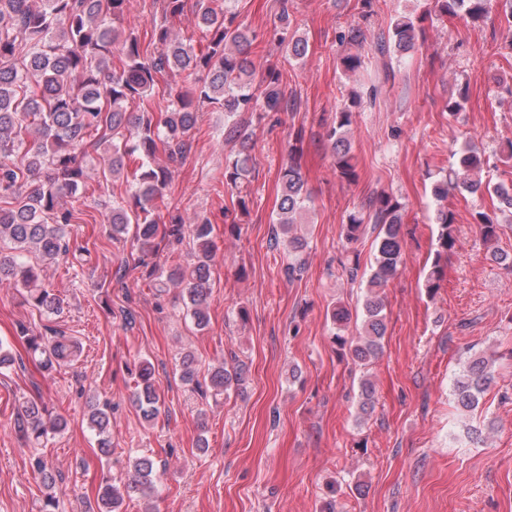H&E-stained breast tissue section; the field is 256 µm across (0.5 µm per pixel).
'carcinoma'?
<instances>
[{
    "instance_id": "cac0c4a2",
    "label": "carcinoma",
    "mask_w": 512,
    "mask_h": 512,
    "mask_svg": "<svg viewBox=\"0 0 512 512\" xmlns=\"http://www.w3.org/2000/svg\"><path fill=\"white\" fill-rule=\"evenodd\" d=\"M127 0H0V283L10 281L23 291L25 301L48 314L58 311L59 301L45 287L42 269L23 261L26 254L38 255L42 264H54L69 254L65 239L66 226L72 223V212L63 206L64 199L77 195L87 177L89 138L96 140L94 149L102 151L103 172L115 174L125 159H139L134 170L132 194L125 204L114 203L106 215L112 237L132 233L133 243L144 255L154 253L160 242H181L189 237L193 243V259L155 278L154 287L165 290L182 288L187 312L197 326L207 325V299L210 293V266L215 256L212 227L207 219L186 226L177 219L160 222L155 201L163 198L169 184L168 166L155 162L158 144L168 150V161L174 162L186 152V141L197 123L196 102H208L224 112L228 136L239 139L240 148L231 164L225 167L224 184L238 187L247 173L251 159L247 137L239 129L235 117L240 112H253L262 106L279 111L287 106L278 89L280 72L275 66L266 68L258 86H253L256 63L252 57L255 36L234 24L235 16L225 0H196V28L200 32L199 47L193 39H180L166 24L154 27V41L161 52L144 57L135 29L122 28ZM495 0H434L439 16L455 18L463 12L473 22L485 20ZM418 19L400 16L388 37H380L375 50L408 54L415 50ZM291 24L288 0H283L279 24L273 39L292 58H301L307 48L303 39L289 34ZM27 52L16 58L17 48ZM123 57L122 67L112 69L108 59L113 53ZM205 71L202 83L175 94L171 108L159 121L149 111L128 110L131 100H142L154 87L157 74L165 71ZM349 108L336 112V121L327 133L332 157L340 177L348 182L356 179V167L345 128L351 123ZM484 160L471 149L458 153L457 168L436 180L432 194L443 202L455 191L488 194L496 198L494 212H476V223L487 241L498 238L500 224L497 213L512 216V188L482 181L474 173ZM282 191L279 212L274 220V235L288 241V265L285 272L292 278L302 271L300 253L306 246L298 234L297 216L307 207L309 194L298 167L288 164L281 175ZM439 226L433 260L425 277L424 288L434 296L445 277L448 251L455 246L454 213L441 205L436 210ZM377 230L374 269L367 281L368 294L363 304L361 332L355 341L342 335L350 320L343 308L332 313L336 325L334 342L348 350L351 359L367 365L377 358L387 333L385 304L380 290L394 278L403 261L404 240L400 205L387 195L369 202V213L352 215L343 225L345 238L353 243L364 234L366 224ZM19 340L31 354L36 367L50 373L64 362L73 360L79 344L63 335L46 340L22 327ZM24 365L23 357L13 345L0 341V369ZM495 360L479 354L454 379L452 395L457 406L467 412L479 406V400L494 380ZM243 368L223 365L201 378L194 357L182 358L181 380L195 392L206 395L211 390L223 393L243 381ZM134 395L143 418L155 420L162 405L152 368L145 362L134 377ZM376 389L372 381L360 384L358 411L372 412ZM47 412L41 401L26 400L21 405L17 422L27 437L39 441L48 432L61 431L66 421L57 417L44 420ZM109 408L94 404L87 425L98 437L99 449L112 452L108 434ZM131 479L119 486L107 485L100 493L104 509L118 512L124 496L141 491H157V463L148 456L129 459Z\"/></svg>"
}]
</instances>
